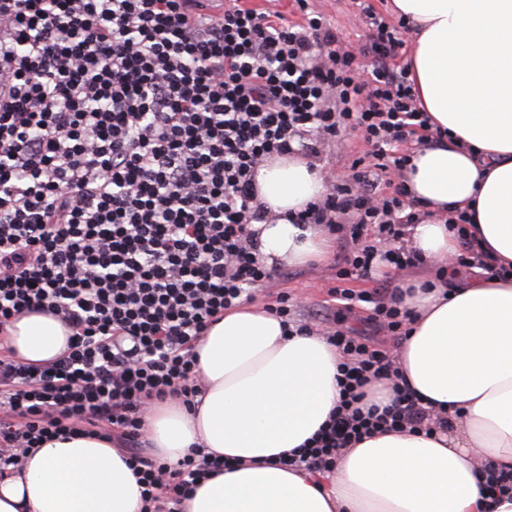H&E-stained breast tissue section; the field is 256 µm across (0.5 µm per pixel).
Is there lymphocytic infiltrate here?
I'll list each match as a JSON object with an SVG mask.
<instances>
[{"instance_id":"lymphocytic-infiltrate-1","label":"lymphocytic infiltrate","mask_w":512,"mask_h":512,"mask_svg":"<svg viewBox=\"0 0 512 512\" xmlns=\"http://www.w3.org/2000/svg\"><path fill=\"white\" fill-rule=\"evenodd\" d=\"M288 20L249 0L217 14L201 0H0V328L46 312L71 329L46 367L0 356V477L43 442L96 436L123 448L143 512H181L228 462L192 453L176 467L146 452L142 414L199 392L195 346L225 310L276 278L254 252L264 222L253 173L266 159L359 130L370 147L295 223L353 248L331 291L338 310L402 336V288H348L377 263L416 256L396 243L421 216L401 180L431 134L407 42L360 0L346 47L308 0ZM342 351L341 400L295 467L330 471L342 449L382 431L432 433L431 418L371 340L329 332ZM392 381L395 399L367 404Z\"/></svg>"}]
</instances>
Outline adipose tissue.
I'll return each instance as SVG.
<instances>
[{"label":"adipose tissue","instance_id":"ef3b65f1","mask_svg":"<svg viewBox=\"0 0 512 512\" xmlns=\"http://www.w3.org/2000/svg\"><path fill=\"white\" fill-rule=\"evenodd\" d=\"M414 40L410 78L421 110L445 138L407 171L425 207L469 214L476 252L512 268V0H392ZM266 222L254 224L270 267L325 259L327 237L290 211L324 195L308 161L258 166ZM405 248L446 270L458 242L441 219L407 227ZM407 336L393 354L424 407L447 417L431 435L384 431L346 449L332 472L286 466L335 409L341 360L319 335L291 336L252 303L226 310L201 337L200 403H155L146 434L160 462L176 465L195 447L230 459L203 481L183 512H512V490L491 499L481 463L512 469V278L473 268L455 286L413 288ZM69 329L31 313L12 321L6 344L25 365L66 352ZM141 488L111 441L43 443L0 478V512H141Z\"/></svg>","mask_w":512,"mask_h":512}]
</instances>
